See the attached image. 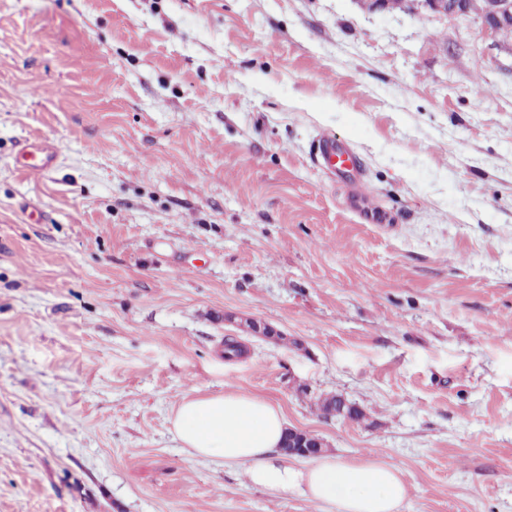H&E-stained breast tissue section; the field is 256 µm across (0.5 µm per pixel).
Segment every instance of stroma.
<instances>
[{
	"label": "stroma",
	"mask_w": 512,
	"mask_h": 512,
	"mask_svg": "<svg viewBox=\"0 0 512 512\" xmlns=\"http://www.w3.org/2000/svg\"><path fill=\"white\" fill-rule=\"evenodd\" d=\"M227 391L400 469V512H512V41L368 0H0V512H320L180 448ZM313 162L351 183L355 189V211L365 220L378 221L382 218L373 203V192L366 183L360 159L333 135L321 133L315 138Z\"/></svg>",
	"instance_id": "stroma-1"
}]
</instances>
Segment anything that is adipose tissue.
Segmentation results:
<instances>
[{"label":"adipose tissue","mask_w":512,"mask_h":512,"mask_svg":"<svg viewBox=\"0 0 512 512\" xmlns=\"http://www.w3.org/2000/svg\"><path fill=\"white\" fill-rule=\"evenodd\" d=\"M172 426L192 456L244 469L267 493L306 497L322 512H400L408 495L400 470L383 462L331 456L305 464L288 461L280 453L285 416L255 396L224 393L185 400Z\"/></svg>","instance_id":"ef3b65f1"}]
</instances>
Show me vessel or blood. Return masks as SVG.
I'll return each instance as SVG.
<instances>
[{"label": "vessel or blood", "mask_w": 512, "mask_h": 512, "mask_svg": "<svg viewBox=\"0 0 512 512\" xmlns=\"http://www.w3.org/2000/svg\"><path fill=\"white\" fill-rule=\"evenodd\" d=\"M313 162L351 183L355 189V210L365 220L380 219L381 214L373 203V192L365 180L360 159L333 135L322 133L316 137Z\"/></svg>", "instance_id": "vessel-or-blood-1"}]
</instances>
